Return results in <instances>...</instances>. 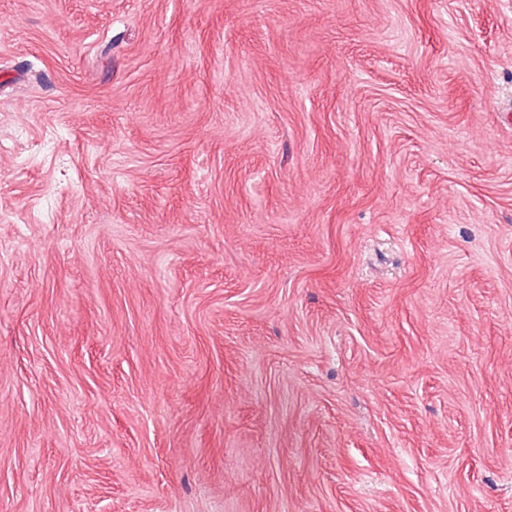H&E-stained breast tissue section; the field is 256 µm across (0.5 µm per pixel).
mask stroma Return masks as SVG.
I'll list each match as a JSON object with an SVG mask.
<instances>
[{"instance_id":"obj_1","label":"stroma","mask_w":512,"mask_h":512,"mask_svg":"<svg viewBox=\"0 0 512 512\" xmlns=\"http://www.w3.org/2000/svg\"><path fill=\"white\" fill-rule=\"evenodd\" d=\"M0 512H512V0H0Z\"/></svg>"}]
</instances>
